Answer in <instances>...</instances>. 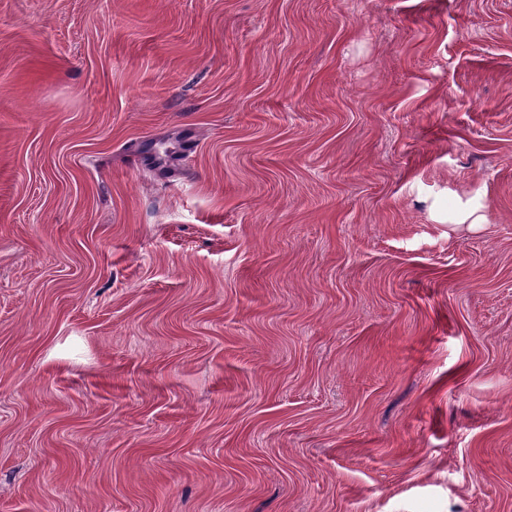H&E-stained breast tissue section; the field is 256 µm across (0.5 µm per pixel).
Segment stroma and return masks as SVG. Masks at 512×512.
Instances as JSON below:
<instances>
[{"label":"stroma","instance_id":"stroma-1","mask_svg":"<svg viewBox=\"0 0 512 512\" xmlns=\"http://www.w3.org/2000/svg\"><path fill=\"white\" fill-rule=\"evenodd\" d=\"M0 512H512V0H0Z\"/></svg>","mask_w":512,"mask_h":512}]
</instances>
